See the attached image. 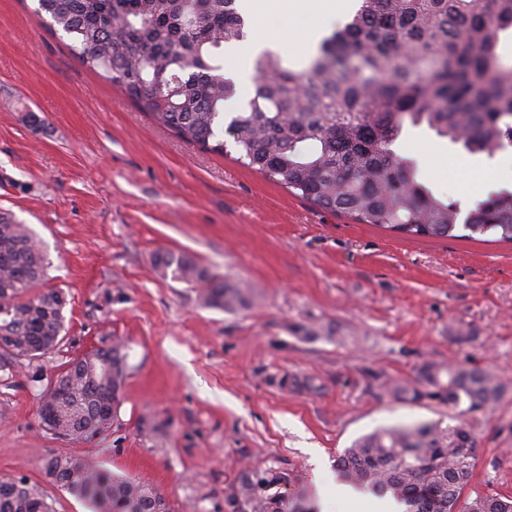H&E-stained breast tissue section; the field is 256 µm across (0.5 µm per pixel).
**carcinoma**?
I'll return each mask as SVG.
<instances>
[{
	"label": "carcinoma",
	"mask_w": 512,
	"mask_h": 512,
	"mask_svg": "<svg viewBox=\"0 0 512 512\" xmlns=\"http://www.w3.org/2000/svg\"><path fill=\"white\" fill-rule=\"evenodd\" d=\"M83 66L118 86L142 112L183 142L224 154L229 133L237 160L300 197L359 224L408 235L457 238L494 234L512 243V190L495 191L467 213L418 180V163L396 150L425 128L472 155L494 158L512 146V62L501 54L512 34V0H358L350 19L324 37L301 68L264 51L254 94L239 97L224 77V49L246 38L236 0H36ZM238 99L232 112L225 104ZM49 261L41 242L0 211V358L32 361L61 347L67 299L40 288ZM162 275L199 289L200 302L233 311L249 289L212 274L187 254L152 257ZM109 371L94 351L67 361L66 435L85 441L110 425L95 419L103 399L117 408L126 355L112 346ZM405 402L423 399L476 411L496 403L501 384L486 369L425 364L407 385H382ZM470 427L453 417L378 429L337 458L342 482L391 495L405 512H512V495L462 499L477 464ZM54 455L46 476L90 501L97 512H168L164 494L135 476H113L84 459L75 479ZM292 476L272 468L243 476L228 494L250 512H315L304 494L284 491ZM0 512H55L38 482L0 479Z\"/></svg>",
	"instance_id": "1"
}]
</instances>
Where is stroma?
Returning a JSON list of instances; mask_svg holds the SVG:
<instances>
[{
  "label": "stroma",
  "instance_id": "stroma-1",
  "mask_svg": "<svg viewBox=\"0 0 512 512\" xmlns=\"http://www.w3.org/2000/svg\"><path fill=\"white\" fill-rule=\"evenodd\" d=\"M34 7L0 0V210L41 240L46 285L68 306L61 350L0 367V477L44 484L56 512H91L48 483L57 454L157 486L169 512H230L231 487L269 467L332 501L319 482L352 441L446 413L382 382L451 361L502 385L492 409L464 416L478 441L465 494L512 492V243L359 224L188 145L75 60ZM398 151L465 210L468 184L433 174L430 156L481 170L487 191L512 188V147L489 160L418 129ZM161 249L245 283L250 303L202 305L153 268ZM117 342L128 367L111 429L81 443L47 430L50 377Z\"/></svg>",
  "mask_w": 512,
  "mask_h": 512
}]
</instances>
